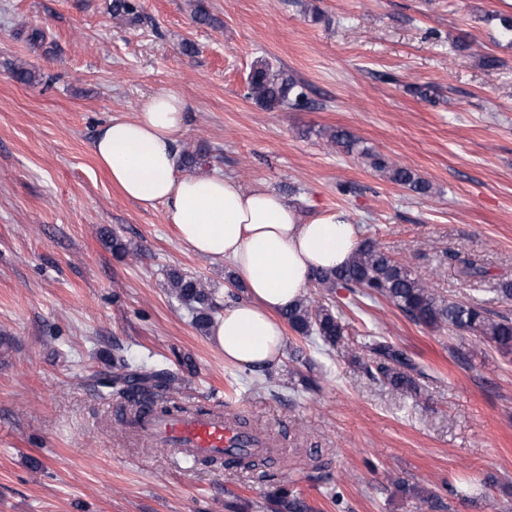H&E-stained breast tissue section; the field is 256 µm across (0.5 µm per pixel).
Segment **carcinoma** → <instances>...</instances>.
I'll return each instance as SVG.
<instances>
[{"mask_svg":"<svg viewBox=\"0 0 512 512\" xmlns=\"http://www.w3.org/2000/svg\"><path fill=\"white\" fill-rule=\"evenodd\" d=\"M138 15L137 0H112L114 18L134 20ZM248 97L269 109L307 104L305 86L293 75L273 68L267 61H258L251 68ZM327 135L331 143L345 151H351L357 145V141L343 129H332ZM362 154L390 181L419 194L429 191L428 183L410 170L390 163L367 148L362 150ZM460 273L469 279L482 280L488 270L473 260H464ZM169 281L172 295L193 313L195 327L207 330L218 312L212 289L206 287L202 280L176 269L169 273ZM312 281L331 293L342 288L370 300L382 298L416 324L431 329L448 326L489 344L505 356L512 355V312L491 310L480 303L437 297L426 280L393 260L369 238L362 241L347 265L333 272L317 271ZM283 317L300 337L313 338L329 349L345 336L346 324L340 310L317 300L304 299L283 313ZM363 350L367 352L365 367L375 380L401 393L417 394L418 377L424 372L403 349L387 340L372 339L365 343ZM121 368L124 372L107 381V386L116 389L134 411L157 404L156 392H168L176 382L174 375L161 369L133 366L128 362L122 363ZM396 487L426 504L437 498L425 486L398 482Z\"/></svg>","mask_w":512,"mask_h":512,"instance_id":"cac0c4a2","label":"carcinoma"}]
</instances>
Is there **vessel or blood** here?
I'll list each match as a JSON object with an SVG mask.
<instances>
[{
	"label": "vessel or blood",
	"instance_id": "b4317fda",
	"mask_svg": "<svg viewBox=\"0 0 512 512\" xmlns=\"http://www.w3.org/2000/svg\"><path fill=\"white\" fill-rule=\"evenodd\" d=\"M136 430L185 462L233 461L244 455L265 454L262 436L225 416L223 409L205 412L148 410L135 422Z\"/></svg>",
	"mask_w": 512,
	"mask_h": 512
}]
</instances>
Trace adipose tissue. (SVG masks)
<instances>
[{"mask_svg": "<svg viewBox=\"0 0 512 512\" xmlns=\"http://www.w3.org/2000/svg\"><path fill=\"white\" fill-rule=\"evenodd\" d=\"M186 109L176 88L156 90L133 117L110 118L92 153L124 197L146 210L164 207L189 250L232 264L247 297L225 304L210 336L225 361L263 370L283 354L282 314L302 300L313 272L349 263L359 229L342 211L303 219L262 183L246 188L218 172L181 171L176 145Z\"/></svg>", "mask_w": 512, "mask_h": 512, "instance_id": "ef3b65f1", "label": "adipose tissue"}]
</instances>
